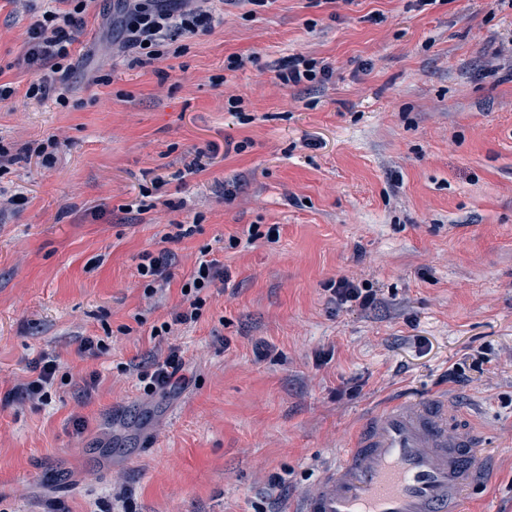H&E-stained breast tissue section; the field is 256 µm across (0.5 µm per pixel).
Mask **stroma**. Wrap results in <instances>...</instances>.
I'll return each mask as SVG.
<instances>
[{"mask_svg":"<svg viewBox=\"0 0 512 512\" xmlns=\"http://www.w3.org/2000/svg\"><path fill=\"white\" fill-rule=\"evenodd\" d=\"M43 8L0 0L15 89L0 143L17 155L0 196L19 199L0 211V397L43 351L62 379L47 403L0 406V512H286L361 413L404 388L447 391L488 428L496 482L465 512H512V7L227 6L182 56L140 67L112 47V0H91L65 108L25 96ZM232 54L256 61L225 70ZM298 54L331 78L281 84ZM51 138L47 168L30 149ZM205 144V170L184 176ZM180 224L193 235L164 242ZM252 224L278 241H248ZM163 249L173 278L148 299L137 266ZM205 250L229 270L223 290L197 323L153 335ZM340 278L377 303H331ZM88 337L98 357L81 355ZM172 345L188 381L146 397L134 368Z\"/></svg>","mask_w":512,"mask_h":512,"instance_id":"obj_1","label":"stroma"}]
</instances>
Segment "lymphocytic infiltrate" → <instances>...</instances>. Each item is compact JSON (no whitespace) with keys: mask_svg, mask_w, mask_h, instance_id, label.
Here are the masks:
<instances>
[{"mask_svg":"<svg viewBox=\"0 0 512 512\" xmlns=\"http://www.w3.org/2000/svg\"><path fill=\"white\" fill-rule=\"evenodd\" d=\"M68 10L47 8L28 30L24 62L35 72L26 91L29 99L55 97L59 105L69 103L65 80L72 68L70 48L84 25L88 0H67ZM222 0H116L120 13V46L135 63L146 66L183 53L180 37L211 29ZM226 270L217 259L200 258L187 281L184 305L171 320L153 327L156 336H170L180 326L196 323L212 288L223 283ZM185 362L179 347L169 346L167 355L153 360L138 379L143 392L152 396L173 389L181 382ZM29 377L5 395L6 400L45 402L50 397L59 363L49 353H39L28 363Z\"/></svg>","mask_w":512,"mask_h":512,"instance_id":"f902f5d3","label":"lymphocytic infiltrate"}]
</instances>
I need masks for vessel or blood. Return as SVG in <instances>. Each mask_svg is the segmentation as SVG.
Wrapping results in <instances>:
<instances>
[{"instance_id":"1","label":"vessel or blood","mask_w":512,"mask_h":512,"mask_svg":"<svg viewBox=\"0 0 512 512\" xmlns=\"http://www.w3.org/2000/svg\"><path fill=\"white\" fill-rule=\"evenodd\" d=\"M484 438L447 392L399 391L367 410L289 512H462L466 491L493 479Z\"/></svg>"}]
</instances>
